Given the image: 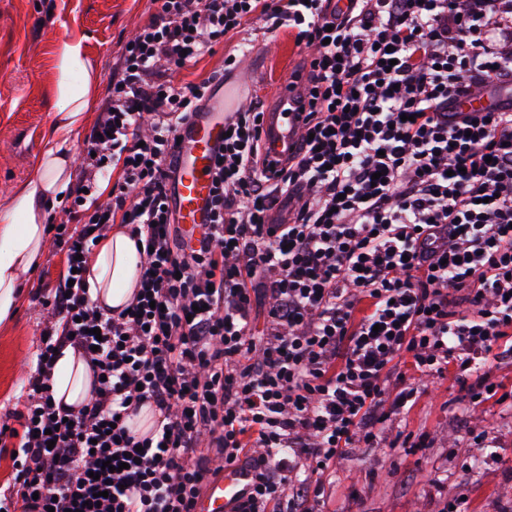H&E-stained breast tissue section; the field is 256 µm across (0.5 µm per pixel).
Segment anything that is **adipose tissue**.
<instances>
[{"mask_svg":"<svg viewBox=\"0 0 512 512\" xmlns=\"http://www.w3.org/2000/svg\"><path fill=\"white\" fill-rule=\"evenodd\" d=\"M58 72L53 96L54 121L49 146L35 171L0 210V325L13 321L21 301V283L45 249V200L66 188L73 166V133L92 112L99 89L98 67L82 43L62 41L55 52ZM140 257L122 225H114L90 261V295L98 305H127L136 285ZM92 372L72 347H64L53 369V396L77 408L91 396Z\"/></svg>","mask_w":512,"mask_h":512,"instance_id":"obj_1","label":"adipose tissue"}]
</instances>
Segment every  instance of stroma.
<instances>
[{
  "mask_svg": "<svg viewBox=\"0 0 512 512\" xmlns=\"http://www.w3.org/2000/svg\"><path fill=\"white\" fill-rule=\"evenodd\" d=\"M153 11L152 0H0V209L47 146L56 45L83 44L99 67V97L107 99L124 44ZM231 54L238 64L228 70L224 60ZM304 62L294 30L271 31L256 19L170 79L184 87L220 71L225 80L244 79L242 105H266ZM65 274L64 253L46 247L14 321L0 326V413L12 407L33 371L42 319L38 297ZM492 368L508 397L488 402L481 414L488 448L473 443L454 378H437L392 425L410 447L351 450L324 487V512H444L452 499L463 500L466 512H512V353L493 360Z\"/></svg>",
  "mask_w": 512,
  "mask_h": 512,
  "instance_id": "1",
  "label": "stroma"
}]
</instances>
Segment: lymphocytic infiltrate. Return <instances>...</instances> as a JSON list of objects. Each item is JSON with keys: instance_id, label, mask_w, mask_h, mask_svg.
Segmentation results:
<instances>
[{"instance_id": "1", "label": "lymphocytic infiltrate", "mask_w": 512, "mask_h": 512, "mask_svg": "<svg viewBox=\"0 0 512 512\" xmlns=\"http://www.w3.org/2000/svg\"><path fill=\"white\" fill-rule=\"evenodd\" d=\"M153 2L53 235L73 284L41 296V358L0 417V441L17 442L0 512H192L236 463L253 484L236 512H322L348 451L385 444L415 403L403 363L472 374L461 399L485 447L479 412L501 388L486 364L512 340V100L454 105L512 85V0H348L342 13L332 0ZM257 18L314 50L294 77L305 136L271 177L261 107L232 113L191 247L169 207L174 134L215 79L177 88L168 73ZM284 199L288 221L272 223ZM117 221L141 261L131 302L112 311L88 276ZM263 295L274 304L256 335ZM67 345L95 377L78 409L52 393ZM145 406L157 420L140 435L129 421ZM114 457L125 470L104 469Z\"/></svg>"}]
</instances>
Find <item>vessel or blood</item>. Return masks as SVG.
Returning a JSON list of instances; mask_svg holds the SVG:
<instances>
[{
  "mask_svg": "<svg viewBox=\"0 0 512 512\" xmlns=\"http://www.w3.org/2000/svg\"><path fill=\"white\" fill-rule=\"evenodd\" d=\"M239 92L236 83L220 87L202 110L191 114L176 131L180 139L177 173L169 190L185 238L199 237L203 224L209 220L214 158L224 142V123L234 110ZM300 92L299 84L283 82L265 114L262 148L271 158L287 159L293 150L301 127ZM251 488V475L246 468L228 466L209 483L194 512H234Z\"/></svg>",
  "mask_w": 512,
  "mask_h": 512,
  "instance_id": "b4317fda",
  "label": "vessel or blood"
}]
</instances>
